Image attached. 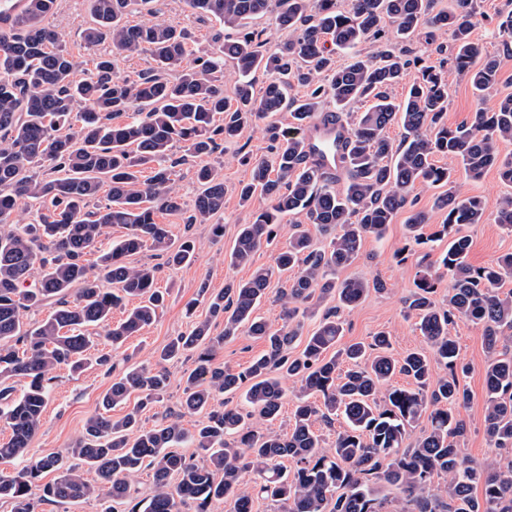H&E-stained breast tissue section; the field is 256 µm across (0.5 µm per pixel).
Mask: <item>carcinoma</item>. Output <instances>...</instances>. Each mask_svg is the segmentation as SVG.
Instances as JSON below:
<instances>
[{"label": "carcinoma", "mask_w": 512, "mask_h": 512, "mask_svg": "<svg viewBox=\"0 0 512 512\" xmlns=\"http://www.w3.org/2000/svg\"><path fill=\"white\" fill-rule=\"evenodd\" d=\"M152 2L89 0L84 41L89 46L107 41L115 53L148 56L151 65L133 75L118 74L106 54L94 58L90 68L72 55L63 35L47 23L58 0H26L22 12L0 16V418L11 430L0 443V459H25L59 368H82L85 353L100 341L121 344L157 318L165 303L156 288L160 266L132 258L148 250L167 265L191 261L195 242L172 248L168 225L155 220L160 211L183 210L170 178L178 165L172 158L177 143L193 157L208 156L244 127L263 123L274 159L244 157L251 178L238 194L246 204L258 193L268 205L240 225L224 262L233 268L250 264L262 246L272 244L284 217H295L288 246L274 257L279 271L293 273L278 296L282 325L273 330L256 315L270 279L267 268L255 269L246 281L228 282L218 293L201 286L208 312L191 333L173 338L155 367L133 368L113 382L103 411L88 419L72 447L0 476V499L11 501L14 512L92 497L126 504V512H182L190 502L197 512H208L214 501L229 503L231 512H254L258 498L286 503L287 512H512L511 355L494 359L485 372V433L507 463H476L456 448L465 431L458 408L467 398L460 376L469 367L450 327L459 321L482 326L491 352L504 331H512V296H500L503 282L512 278V253L494 265L470 264V242L461 227L482 223L487 203L460 196L452 171L434 163L437 155L457 158L472 179L495 168L512 184V158L500 157L494 148L497 140H512V94L478 108L469 126L450 129L443 123L448 72L468 75L480 98L499 82L498 58L480 55L471 39L472 0H450L448 9L432 16L430 0H349L346 10L336 0H316L312 13L309 0H278L280 25L294 36L277 51L262 50L261 35L247 30L270 0H186L190 9L241 31L236 40L197 56L192 66L184 65L188 45L176 25L125 21L131 13L154 14ZM386 19L403 36L426 22L451 33L454 41L452 57L437 67H420V77L400 102L389 90L419 60L408 49L382 51L377 59H366L359 50L364 41L382 37ZM335 48L352 53L343 68L335 67ZM226 59L239 75L232 101L224 97ZM260 69L270 80L257 97L251 75ZM293 79L309 88L299 103L288 101ZM327 94L336 109L322 112ZM367 99L373 104L349 122L346 107ZM285 109L293 118L288 128L274 121ZM130 110L134 117L116 122ZM218 114L224 122L216 121ZM314 121L348 129L349 136L336 144L341 162L332 171L307 160L305 131ZM394 122L403 129L396 148L386 136ZM146 169L151 175L144 179ZM196 177L201 192L187 223L209 224L224 210V177L208 165L199 167ZM418 185L443 188L434 206L447 213L441 229L431 234L424 232L429 216L422 210L411 212L406 224L417 245L448 237L438 266L416 271L415 289L405 301L428 351L396 358L384 332L337 351L344 335L341 309L358 305L380 284L338 281L329 272L351 264L365 237H382ZM105 186L107 203L91 206ZM26 211L31 221L17 223L16 214ZM497 221L512 227V197L498 200ZM308 224L330 238L328 248L313 247ZM114 225L125 233L104 249L102 240ZM91 252L99 253L95 277L88 276L84 259ZM36 273V285L25 287ZM445 279L447 304L438 305L434 296ZM73 287L76 298L70 302L65 296ZM52 298L56 308L38 325L27 326L24 312ZM330 298L336 305L322 313L300 353L292 354L301 336L299 309L313 314L316 309L306 303ZM131 299L138 305L113 323L112 310ZM218 319L224 330L215 336L211 324ZM243 330L264 343V352L239 371L215 365L224 341ZM190 352L195 368L185 380L181 408L185 414L202 412L204 419L191 433L172 412L154 427L143 426L142 412L161 402L169 386L165 364ZM435 363L447 373L434 377ZM397 374L412 386L381 393ZM13 376L26 379L18 396L6 384ZM285 376L297 379L300 388L291 428L280 435L264 424L279 415ZM243 389L245 413L229 406ZM133 391L140 394L137 406L112 417L109 410ZM338 417L345 427L327 451L315 424ZM423 419L421 436L405 445ZM186 441L203 463L176 451ZM283 459L291 467H284ZM84 466L98 479L85 478ZM144 469L152 471V492L137 501L132 485ZM45 472L56 477L37 484ZM244 473L253 475L249 489L240 483ZM440 475L446 478L442 487L434 482ZM386 487L395 488L397 496H383ZM478 487L479 498L472 495Z\"/></svg>", "instance_id": "1"}]
</instances>
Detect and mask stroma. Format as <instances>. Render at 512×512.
<instances>
[{
    "label": "stroma",
    "instance_id": "35a3bbf8",
    "mask_svg": "<svg viewBox=\"0 0 512 512\" xmlns=\"http://www.w3.org/2000/svg\"><path fill=\"white\" fill-rule=\"evenodd\" d=\"M159 6L163 18L187 32L188 46L192 51L214 49L224 40L238 35L237 30L224 27L214 18L194 14L185 0H160ZM474 8L475 25L471 39L482 50L497 55L500 62V81L485 97L486 103L490 104L496 98L512 93V52L506 50L497 34L500 20L512 13V0H474ZM88 19L87 0H59L54 15L49 19L50 25L64 35L69 51L86 60L94 57L95 53L103 54L112 50L106 42L94 50L87 47L82 31ZM476 107L468 77L451 74L448 78V110L444 116L448 126L453 128L471 123ZM270 154V143L261 128L249 126L237 139L222 143L219 150L206 159L191 158L175 168L173 178L186 208L192 207L197 193L195 171L198 166L207 163L221 169L224 175V210L216 216L215 221L224 227L223 239L211 241L208 225H187L185 212L158 213V223L169 226L174 243H181L189 236L195 238L196 251L192 262L176 268L162 267L158 274V285L169 292L166 307L156 322L129 337L113 353L115 371L109 372L94 364L78 373L65 367L57 370L42 424L29 443L28 460L35 461L72 446L84 433L87 419L98 410L114 378L122 376L128 365L153 364L157 353L172 338L190 331L192 315L186 313L187 303H194V315L202 316L207 312V302L199 293L200 287L217 292L223 290L229 280H248L254 268L271 269L267 298L261 303L259 312L272 328L281 327L276 295L283 285V279L272 270L274 261L271 249L258 251L249 266L231 270L224 262V255L229 252L239 225L248 223L254 212L267 205L266 199L258 194L248 204H240L238 188L249 180L251 174L242 158L246 155L267 157ZM443 164L452 170L462 196H478L492 206L504 195L512 193V185L501 181L497 169H489L480 179L474 180L466 175L460 161L447 158ZM407 218V212H400L382 237L365 238L357 258L335 273L339 280L363 278L370 282L378 280L383 284L382 289L369 290L360 304L344 312L345 342L367 343L376 333L384 331L389 334L392 352L398 357L425 346L413 320L404 315L405 300L414 288L416 264L422 260L434 263L448 247L444 239L427 245L410 246L408 260L397 262L395 250L408 246ZM463 232L471 243L469 261L473 266H488L501 256L512 253V230L496 224L492 209L487 211L484 223L467 225ZM450 334L458 343L461 359L470 366L469 374L461 381L468 399L459 409L466 430L459 437L458 446L462 455L474 462L498 461V451L490 447L485 433V370L495 354L512 352V340L501 342L496 352L492 353L485 346L482 327L460 322L451 328ZM194 366V360L190 357L169 363L168 393L163 403L143 412L145 425L160 423L162 414L179 409L184 379Z\"/></svg>",
    "mask_w": 512,
    "mask_h": 512
}]
</instances>
